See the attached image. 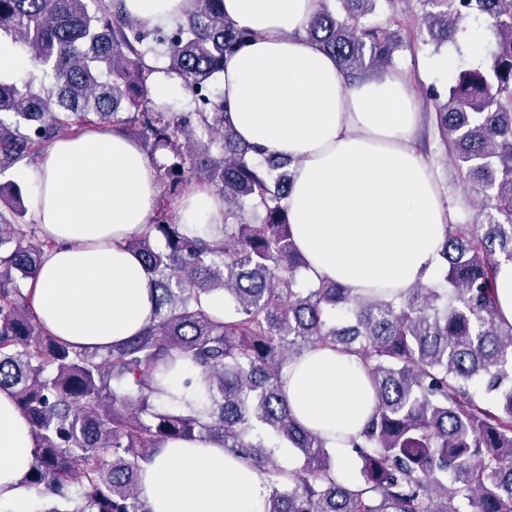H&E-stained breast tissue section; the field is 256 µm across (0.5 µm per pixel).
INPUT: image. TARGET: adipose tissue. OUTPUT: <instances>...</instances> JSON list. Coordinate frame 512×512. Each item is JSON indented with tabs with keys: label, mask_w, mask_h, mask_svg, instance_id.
<instances>
[{
	"label": "adipose tissue",
	"mask_w": 512,
	"mask_h": 512,
	"mask_svg": "<svg viewBox=\"0 0 512 512\" xmlns=\"http://www.w3.org/2000/svg\"><path fill=\"white\" fill-rule=\"evenodd\" d=\"M127 13L167 26L192 0H125ZM321 0H224L250 31L225 60L221 90L240 139L291 162L286 200L291 233L312 280L365 293H398L438 280L445 227L432 166L414 140L420 114L409 81L371 74L347 81L334 57L307 39ZM35 191L39 234L52 242L35 280L34 309L54 336L80 347L112 346L154 314V291L130 239L153 223L157 168L120 129L54 140L37 165L20 168ZM223 201L197 187L181 200L185 224H218ZM296 418L327 442L337 479L352 483L346 437L373 407L365 370L353 356L322 347L282 372ZM29 424L0 390V505L25 506L34 461ZM267 475L208 440H175L145 466L139 494L151 512H263Z\"/></svg>",
	"instance_id": "obj_1"
}]
</instances>
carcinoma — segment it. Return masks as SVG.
I'll return each mask as SVG.
<instances>
[{"mask_svg":"<svg viewBox=\"0 0 512 512\" xmlns=\"http://www.w3.org/2000/svg\"><path fill=\"white\" fill-rule=\"evenodd\" d=\"M380 0L323 2L306 36L336 57L350 80L395 68L401 48L369 17ZM422 41L440 46L459 23L484 15L488 62L459 71L446 99L430 95L428 120L470 190L475 213L447 226L444 284L390 296L354 295L305 274L285 200L289 161L239 139L220 95L205 94L250 33L224 0H193L172 28L148 27L122 0H0V38L29 50L49 85L0 81V173L37 146L108 123L168 150L224 199L219 235L199 234L160 209L128 247L155 292L152 322L108 348H75L38 321L32 280L50 243L24 222L21 188L0 185V390L10 391L36 442L29 486L54 500L41 512H150L143 467L170 440L219 442L262 469L264 512H512V324L499 317L498 262L512 261V0H417ZM197 96L168 112L149 96L155 69ZM219 152L213 153L212 148ZM168 193L180 164H156ZM224 295V318L203 302ZM331 347L358 358L372 414L348 445L356 488L339 482L324 441L292 414L285 365ZM194 368L191 396L168 394L166 375ZM476 384L495 401L473 392ZM302 459L285 472L275 449Z\"/></svg>","mask_w":512,"mask_h":512,"instance_id":"1","label":"carcinoma"}]
</instances>
